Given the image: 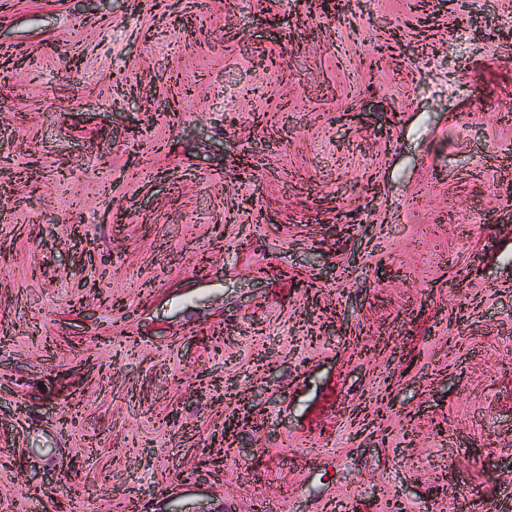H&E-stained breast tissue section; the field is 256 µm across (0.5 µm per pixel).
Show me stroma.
Segmentation results:
<instances>
[{"label":"stroma","instance_id":"stroma-1","mask_svg":"<svg viewBox=\"0 0 512 512\" xmlns=\"http://www.w3.org/2000/svg\"><path fill=\"white\" fill-rule=\"evenodd\" d=\"M431 2L0 0V512H512V0ZM70 236L72 237L73 246H80L82 253L85 254V258L87 261V264L93 266H96L97 263H99L102 267L106 266L107 262H111L109 257H105L104 255H100L96 251V247L94 246L93 242H91L90 239H88L85 235L80 233L78 226H73L71 230ZM102 274H106L102 267Z\"/></svg>","mask_w":512,"mask_h":512}]
</instances>
